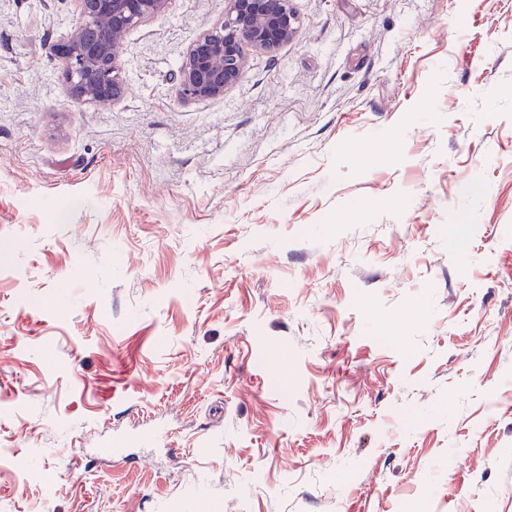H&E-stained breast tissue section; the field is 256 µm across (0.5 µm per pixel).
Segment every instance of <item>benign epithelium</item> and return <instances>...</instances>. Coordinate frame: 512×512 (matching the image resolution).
Instances as JSON below:
<instances>
[{
	"mask_svg": "<svg viewBox=\"0 0 512 512\" xmlns=\"http://www.w3.org/2000/svg\"><path fill=\"white\" fill-rule=\"evenodd\" d=\"M81 23L51 46L61 77L78 101L109 107L120 99V56L126 34L165 11L170 0H75ZM292 0H226L224 17L188 46L179 66L178 92L187 101L224 97L239 80L246 50L274 52L293 41L298 20Z\"/></svg>",
	"mask_w": 512,
	"mask_h": 512,
	"instance_id": "1",
	"label": "benign epithelium"
}]
</instances>
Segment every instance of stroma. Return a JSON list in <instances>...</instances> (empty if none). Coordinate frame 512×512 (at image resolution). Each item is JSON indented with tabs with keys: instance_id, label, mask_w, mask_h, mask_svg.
<instances>
[{
	"instance_id": "stroma-1",
	"label": "stroma",
	"mask_w": 512,
	"mask_h": 512,
	"mask_svg": "<svg viewBox=\"0 0 512 512\" xmlns=\"http://www.w3.org/2000/svg\"><path fill=\"white\" fill-rule=\"evenodd\" d=\"M292 6L185 101L171 0L101 109L0 0V512H512V0Z\"/></svg>"
}]
</instances>
